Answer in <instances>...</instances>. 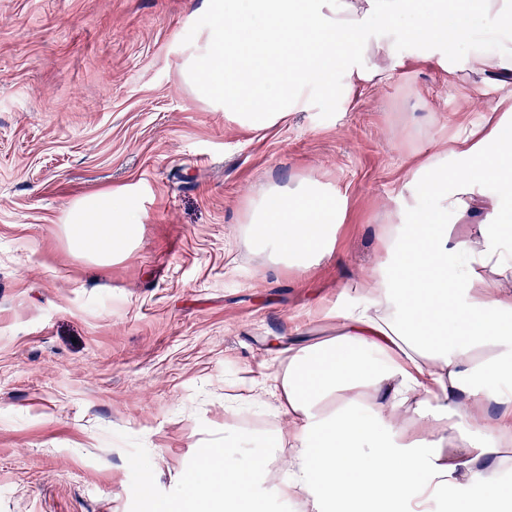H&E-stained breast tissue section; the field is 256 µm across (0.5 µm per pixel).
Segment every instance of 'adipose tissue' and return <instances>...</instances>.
I'll return each instance as SVG.
<instances>
[{
	"label": "adipose tissue",
	"instance_id": "1",
	"mask_svg": "<svg viewBox=\"0 0 512 512\" xmlns=\"http://www.w3.org/2000/svg\"><path fill=\"white\" fill-rule=\"evenodd\" d=\"M512 0H203L206 23L181 73L196 97L256 131L311 98L329 102L380 81L406 40L455 72L450 44L468 46L471 70L512 83ZM497 17L449 28L452 14ZM416 14L364 35L374 17ZM501 208L488 224L483 188ZM388 225L385 258L367 296L337 306L336 333L289 346L275 381L287 434L237 430L239 452L220 448L153 512H266L271 464L277 494L303 512H401L440 495L447 512H500L512 471V116L431 155L407 182ZM122 188L90 194L68 211L70 249L111 259L138 234ZM346 209L313 185L272 187L253 203L248 240L299 269L330 256Z\"/></svg>",
	"mask_w": 512,
	"mask_h": 512
}]
</instances>
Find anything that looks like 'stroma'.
<instances>
[{
    "label": "stroma",
    "instance_id": "obj_1",
    "mask_svg": "<svg viewBox=\"0 0 512 512\" xmlns=\"http://www.w3.org/2000/svg\"><path fill=\"white\" fill-rule=\"evenodd\" d=\"M202 0H0V512H150L225 426L287 428L273 386L296 338L331 336L344 285L384 259L413 170L512 111V86L405 44L386 76L254 131L181 65ZM345 196L334 254L299 271L244 238L268 185ZM137 195V239L73 257L70 205Z\"/></svg>",
    "mask_w": 512,
    "mask_h": 512
}]
</instances>
